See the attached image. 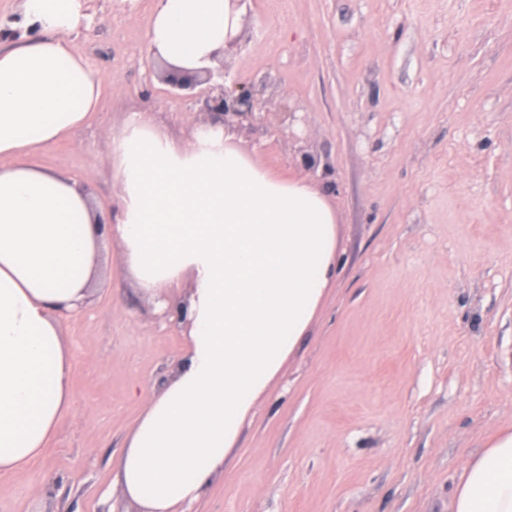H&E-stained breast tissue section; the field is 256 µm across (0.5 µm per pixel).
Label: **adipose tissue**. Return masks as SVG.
I'll return each instance as SVG.
<instances>
[{"label": "adipose tissue", "instance_id": "obj_1", "mask_svg": "<svg viewBox=\"0 0 512 512\" xmlns=\"http://www.w3.org/2000/svg\"><path fill=\"white\" fill-rule=\"evenodd\" d=\"M20 37L0 49V473L26 471L73 412L63 318L84 312L101 241L146 292L189 284L170 311L185 325L172 379L152 394L116 478L138 512H183L224 477L246 415L306 336L337 275V218L303 177L276 176L202 124L189 142L130 113L112 133L120 189L111 224L82 178L31 164L96 111L103 75L71 46L82 0H23ZM147 47L185 69L214 66L243 8L229 0H152ZM448 512H512V427L471 453Z\"/></svg>", "mask_w": 512, "mask_h": 512}]
</instances>
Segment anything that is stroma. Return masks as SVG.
<instances>
[{"instance_id": "1", "label": "stroma", "mask_w": 512, "mask_h": 512, "mask_svg": "<svg viewBox=\"0 0 512 512\" xmlns=\"http://www.w3.org/2000/svg\"><path fill=\"white\" fill-rule=\"evenodd\" d=\"M225 64L260 86L286 134L240 149L300 173L337 215L339 267L308 336L245 418L224 479L188 512H448L467 457L512 425V0H252ZM148 7L96 0L75 50L108 80L83 126L33 156L89 179L126 114L183 141L201 116L148 82ZM151 87V99L141 95ZM98 300L65 320L76 405L28 472L0 475V512H124L126 439L180 358V323L155 312L114 246Z\"/></svg>"}]
</instances>
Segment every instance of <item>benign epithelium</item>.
Listing matches in <instances>:
<instances>
[{
    "mask_svg": "<svg viewBox=\"0 0 512 512\" xmlns=\"http://www.w3.org/2000/svg\"><path fill=\"white\" fill-rule=\"evenodd\" d=\"M225 66L202 73L170 68L157 74L168 86L165 94L171 102L204 115V121L223 126L254 125L266 121L252 85L229 82Z\"/></svg>",
    "mask_w": 512,
    "mask_h": 512,
    "instance_id": "1",
    "label": "benign epithelium"
}]
</instances>
